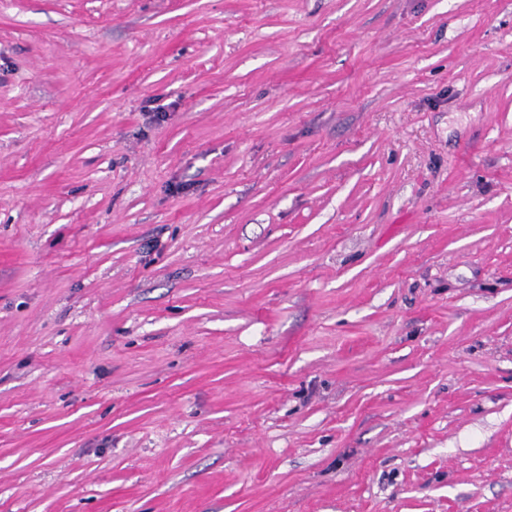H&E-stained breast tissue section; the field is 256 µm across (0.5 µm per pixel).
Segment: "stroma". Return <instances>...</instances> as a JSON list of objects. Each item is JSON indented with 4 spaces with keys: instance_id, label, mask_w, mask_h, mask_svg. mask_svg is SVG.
Wrapping results in <instances>:
<instances>
[{
    "instance_id": "1",
    "label": "stroma",
    "mask_w": 512,
    "mask_h": 512,
    "mask_svg": "<svg viewBox=\"0 0 512 512\" xmlns=\"http://www.w3.org/2000/svg\"><path fill=\"white\" fill-rule=\"evenodd\" d=\"M0 512H512V0H0Z\"/></svg>"
}]
</instances>
